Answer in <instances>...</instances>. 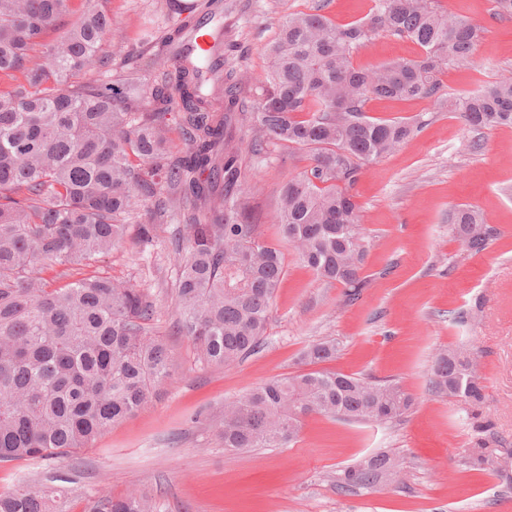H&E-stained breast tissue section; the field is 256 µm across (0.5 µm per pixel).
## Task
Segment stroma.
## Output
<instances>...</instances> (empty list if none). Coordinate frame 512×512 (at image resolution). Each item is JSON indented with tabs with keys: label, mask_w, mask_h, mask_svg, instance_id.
<instances>
[{
	"label": "stroma",
	"mask_w": 512,
	"mask_h": 512,
	"mask_svg": "<svg viewBox=\"0 0 512 512\" xmlns=\"http://www.w3.org/2000/svg\"><path fill=\"white\" fill-rule=\"evenodd\" d=\"M319 0H224V54L244 76L241 97L257 102L264 50L281 17L310 11ZM452 12L485 29L468 68L448 69V96L483 89L512 71V19L492 16L493 0H446ZM112 28L101 45L111 57L106 80L117 79L141 50L145 33L174 25L165 0H110ZM407 39L380 34L356 65L415 57ZM376 118L429 115L396 151L369 164L357 186L366 229L362 273L370 288L355 302L339 284L316 280L284 246L285 275L275 294L260 350L235 365L200 364L192 343L175 334L178 255L170 225L148 245L129 225L122 246L92 275L129 281L154 306L149 331L175 360L170 380L134 416L106 430L90 448L52 459L0 463V490L25 482L62 492L67 512H86L90 495L129 491L151 495L160 512H512V478L466 469L470 432L456 399L436 394L429 369L436 353L459 343L483 353L487 410L502 446L512 448V128L475 131L431 101L374 100ZM307 165L305 154L277 148L266 157L243 153L241 186L265 240L277 239L279 192ZM479 208L501 232L478 255L454 239L456 206ZM480 306L478 322H457ZM335 340L328 369L399 381L415 399L400 421L360 423L313 414L285 448L225 451L218 438L224 402L257 384L300 370L312 344ZM400 475L370 489L346 491L336 475L381 449Z\"/></svg>",
	"instance_id": "obj_1"
}]
</instances>
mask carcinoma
Returning <instances> with one entry per match:
<instances>
[{
  "instance_id": "cac0c4a2",
  "label": "carcinoma",
  "mask_w": 512,
  "mask_h": 512,
  "mask_svg": "<svg viewBox=\"0 0 512 512\" xmlns=\"http://www.w3.org/2000/svg\"><path fill=\"white\" fill-rule=\"evenodd\" d=\"M197 19L194 0L180 24L145 38L147 56L113 82L82 80L108 69L100 54L112 26L102 6L88 9L54 42H43L72 0H0V462L73 455L147 405L174 361L147 324L143 290L93 275L52 288L55 266L95 263L122 245L138 216L140 243L162 218L179 221L175 328L205 365L232 366L263 343L285 273L281 245L261 239L238 188L245 133L249 151L307 154L306 168L280 189L279 232L316 279L358 300L365 228L356 186L365 167L426 125L422 114L390 119L367 113L373 100L444 102L475 130L512 127V71L482 90L446 99L442 75L466 67L480 26L442 0H373L364 19L338 24L317 8L290 13L265 49L258 101L245 110L243 78L226 66L221 0ZM206 30L210 48L194 50ZM407 38L422 54L370 68L359 49L380 33ZM187 141L170 156V123ZM471 255L498 235L472 207L452 215ZM325 340L305 365L336 358ZM481 351L451 346L432 362L430 385L462 402L471 430L470 467L506 470L512 448L492 440L484 414ZM415 399L393 379L307 370L270 380L224 403L219 438L226 451L284 448L312 414L364 423L402 420ZM393 455L379 451L336 476L343 490L379 482ZM0 512H65L64 502L26 483L0 491ZM90 512H158L132 491L101 495Z\"/></svg>"
}]
</instances>
